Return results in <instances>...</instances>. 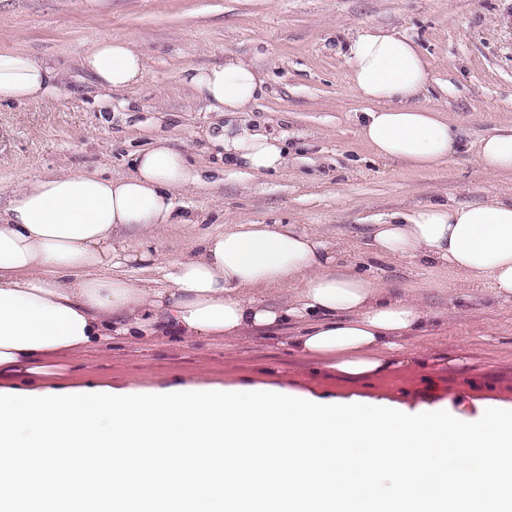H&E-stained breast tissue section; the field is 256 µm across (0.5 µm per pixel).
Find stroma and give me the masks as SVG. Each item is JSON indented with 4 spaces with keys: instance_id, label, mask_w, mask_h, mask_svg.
Wrapping results in <instances>:
<instances>
[{
    "instance_id": "35a3bbf8",
    "label": "stroma",
    "mask_w": 512,
    "mask_h": 512,
    "mask_svg": "<svg viewBox=\"0 0 512 512\" xmlns=\"http://www.w3.org/2000/svg\"><path fill=\"white\" fill-rule=\"evenodd\" d=\"M368 27L411 39L429 63L422 102L446 112L459 132L455 153L433 171L375 159L357 135L367 105L348 82L349 46ZM103 37L146 57L139 86L107 95L81 68L83 51ZM0 48L46 56L64 73L54 98L0 104L1 204L22 176L92 168L126 175L132 153L168 139L205 181L176 194L191 226L147 240L150 250L171 257L232 223H293L324 234L361 271L447 316L446 332L410 341V349L460 346L478 363L474 371L445 365L399 374L389 389L416 402L448 398L467 414L479 400L512 402V302L447 268L375 260L360 249L369 224L392 213L512 194V175L486 174L475 151L487 132L512 122V0H104L95 10L86 0H0ZM229 54L250 60L265 81L251 123L286 141L279 172L254 177L225 166L210 142L218 117L181 80L185 68ZM68 362L81 379L146 385L269 383L280 374L292 387L313 367L289 352L286 338L254 333L225 344L116 341Z\"/></svg>"
}]
</instances>
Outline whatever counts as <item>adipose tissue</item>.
I'll use <instances>...</instances> for the list:
<instances>
[{"label": "adipose tissue", "instance_id": "1", "mask_svg": "<svg viewBox=\"0 0 512 512\" xmlns=\"http://www.w3.org/2000/svg\"><path fill=\"white\" fill-rule=\"evenodd\" d=\"M349 53V82L369 105L358 135L373 156L420 172L446 163L457 131L420 102L428 71L415 44L373 28ZM80 64L112 92L147 69L129 42L109 37ZM183 81L210 111L237 114L211 137L229 162L256 177L282 168L281 138L249 124L265 94L251 63L229 55ZM61 86L49 60L0 49V102L45 100ZM477 157L486 173L512 175V123L484 136ZM132 167L26 177L0 207V512L26 501L38 512H244L252 502L256 512H512V405L484 401L465 415L448 400L249 382L62 384L63 355L116 340L225 342L288 326L289 351L347 384L467 362L463 350L408 351L445 320L297 225L228 224L167 259L130 245V234L188 224L175 196L200 180L162 139ZM365 247L512 300V195L394 213Z\"/></svg>", "mask_w": 512, "mask_h": 512}]
</instances>
